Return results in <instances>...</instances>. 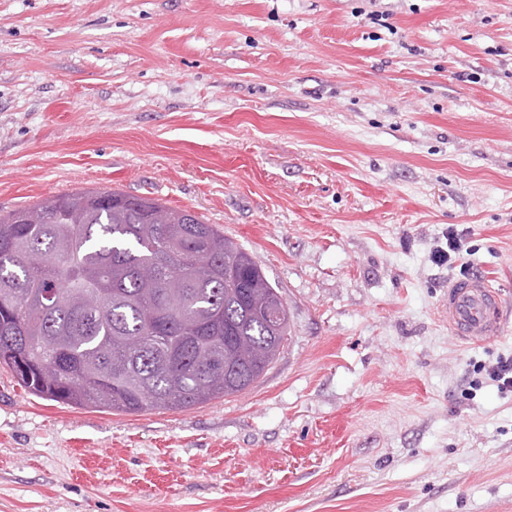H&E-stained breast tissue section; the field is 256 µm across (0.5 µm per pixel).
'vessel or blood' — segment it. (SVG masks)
I'll return each mask as SVG.
<instances>
[{
    "label": "vessel or blood",
    "instance_id": "obj_1",
    "mask_svg": "<svg viewBox=\"0 0 512 512\" xmlns=\"http://www.w3.org/2000/svg\"><path fill=\"white\" fill-rule=\"evenodd\" d=\"M440 312L461 339L479 342L499 335L511 310L482 277L471 276L449 284Z\"/></svg>",
    "mask_w": 512,
    "mask_h": 512
}]
</instances>
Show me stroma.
I'll list each match as a JSON object with an SVG mask.
<instances>
[{
    "label": "stroma",
    "mask_w": 512,
    "mask_h": 512,
    "mask_svg": "<svg viewBox=\"0 0 512 512\" xmlns=\"http://www.w3.org/2000/svg\"><path fill=\"white\" fill-rule=\"evenodd\" d=\"M119 189L247 249L288 308L244 392L137 414L0 365V512H512V0H0V213ZM465 230L438 264L449 228ZM440 312L448 326L470 342L498 336L509 313L501 296L480 276L450 283ZM474 373L482 374L485 380L491 381L504 394L512 393V355H500L495 362L486 365H474Z\"/></svg>",
    "instance_id": "stroma-1"
}]
</instances>
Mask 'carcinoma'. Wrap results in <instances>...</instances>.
<instances>
[{
  "label": "carcinoma",
  "mask_w": 512,
  "mask_h": 512,
  "mask_svg": "<svg viewBox=\"0 0 512 512\" xmlns=\"http://www.w3.org/2000/svg\"><path fill=\"white\" fill-rule=\"evenodd\" d=\"M290 335L245 248L120 190L0 213V364L33 394L134 414L240 393Z\"/></svg>",
  "instance_id": "obj_1"
}]
</instances>
